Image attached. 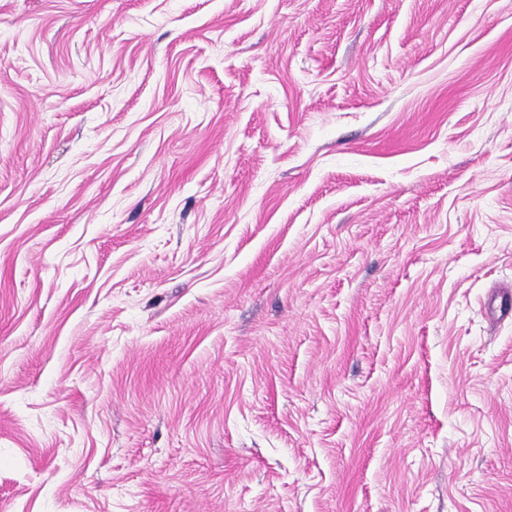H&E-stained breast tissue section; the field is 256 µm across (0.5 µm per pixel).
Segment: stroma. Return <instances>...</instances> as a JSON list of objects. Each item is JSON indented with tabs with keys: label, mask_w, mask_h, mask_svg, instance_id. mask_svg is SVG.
<instances>
[{
	"label": "stroma",
	"mask_w": 512,
	"mask_h": 512,
	"mask_svg": "<svg viewBox=\"0 0 512 512\" xmlns=\"http://www.w3.org/2000/svg\"><path fill=\"white\" fill-rule=\"evenodd\" d=\"M512 0H0V512H512Z\"/></svg>",
	"instance_id": "obj_1"
}]
</instances>
